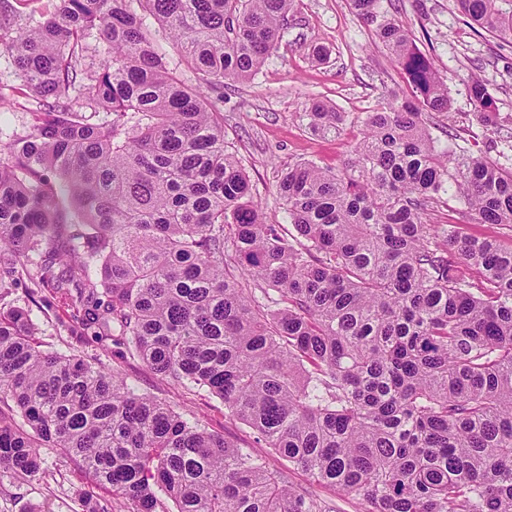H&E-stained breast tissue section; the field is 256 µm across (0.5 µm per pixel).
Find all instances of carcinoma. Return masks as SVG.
Here are the masks:
<instances>
[{"label": "carcinoma", "instance_id": "obj_1", "mask_svg": "<svg viewBox=\"0 0 512 512\" xmlns=\"http://www.w3.org/2000/svg\"><path fill=\"white\" fill-rule=\"evenodd\" d=\"M0 0V47L36 104L0 148V300L25 279L67 290L83 329L157 375L204 389L257 443L368 512H512V247L430 226L512 227V171L438 149L422 115L444 77L380 0H350L409 92L367 115L344 168L288 169L293 230L266 224L224 142V114L188 84L250 79L291 0ZM512 45V0H455ZM177 52L170 63L136 8ZM482 125L496 108L482 81ZM307 126L337 133L315 101ZM78 204L67 219L61 200ZM28 310L0 309V474L60 449L126 512H334L262 455L191 423L117 372L46 350ZM453 188H450L448 194H442L440 201L430 204L424 215L426 224H448V220L457 218L458 211L462 205L451 196Z\"/></svg>", "mask_w": 512, "mask_h": 512}]
</instances>
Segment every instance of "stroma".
<instances>
[{"label": "stroma", "mask_w": 512, "mask_h": 512, "mask_svg": "<svg viewBox=\"0 0 512 512\" xmlns=\"http://www.w3.org/2000/svg\"><path fill=\"white\" fill-rule=\"evenodd\" d=\"M380 7L411 32L417 48L446 80L449 112L424 116L439 148L481 156L512 170V47L477 36L455 0H381ZM476 77L495 103L496 127L491 132L476 116L470 92ZM405 89L389 52L375 41L371 26L354 13L350 0H296L265 64L250 80L224 88V140L242 161L264 221L290 222L276 194L282 172L302 161L341 169L363 139L367 113ZM314 101L342 112L339 134L313 132L300 119V112ZM0 306L29 309L47 349L120 373L136 392L165 401L188 421L240 448H253V431L230 417L221 400L168 383L122 346L92 340L78 322L69 293L46 288L31 297L19 288ZM40 454L36 476L21 482L0 476V512H84L88 495L105 512H123L111 490L91 483L60 449L44 448ZM265 457L269 468L331 502L335 512H367L362 499L337 496L273 452Z\"/></svg>", "instance_id": "1"}]
</instances>
